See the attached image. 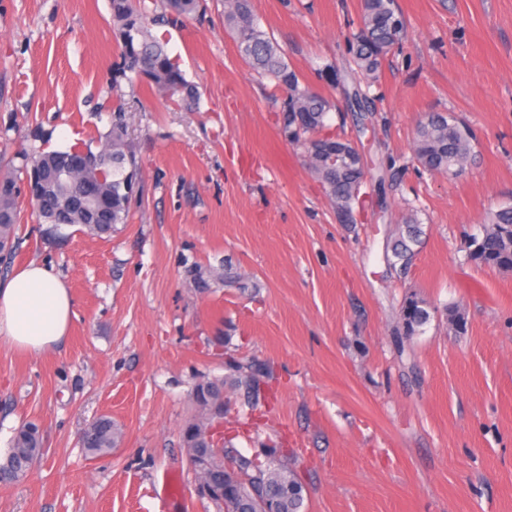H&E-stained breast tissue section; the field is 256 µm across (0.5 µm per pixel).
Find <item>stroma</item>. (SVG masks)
Wrapping results in <instances>:
<instances>
[{
  "instance_id": "obj_1",
  "label": "stroma",
  "mask_w": 512,
  "mask_h": 512,
  "mask_svg": "<svg viewBox=\"0 0 512 512\" xmlns=\"http://www.w3.org/2000/svg\"><path fill=\"white\" fill-rule=\"evenodd\" d=\"M407 29L382 63L365 132L319 73L348 67L362 0H254L261 28L300 80L336 105L332 126L369 168L345 223L278 123L271 83L239 56L224 0L158 29L200 100L175 108L119 80L111 0H0V155L98 141L123 106L140 162L129 223L98 238L49 231L21 200L14 266L46 263L75 316L29 354L0 337V452L37 423L45 454L0 485V512H213L194 494L181 428L192 390L233 360L271 370L244 424L224 391V433L245 454L275 442L304 484L306 512H512V271L469 262L488 213L512 204V0H397ZM454 113L474 131L461 172L413 158L421 121ZM423 229L407 277L387 272L386 235ZM435 314L392 335L408 294ZM459 305L456 333L445 309ZM111 416V455L79 436Z\"/></svg>"
}]
</instances>
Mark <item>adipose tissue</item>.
<instances>
[{"label": "adipose tissue", "mask_w": 512, "mask_h": 512, "mask_svg": "<svg viewBox=\"0 0 512 512\" xmlns=\"http://www.w3.org/2000/svg\"><path fill=\"white\" fill-rule=\"evenodd\" d=\"M73 316L70 291L51 268L31 262L0 278V335L16 349L40 353L59 344Z\"/></svg>", "instance_id": "1"}]
</instances>
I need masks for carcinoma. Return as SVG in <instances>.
<instances>
[{
  "instance_id": "obj_1",
  "label": "carcinoma",
  "mask_w": 512,
  "mask_h": 512,
  "mask_svg": "<svg viewBox=\"0 0 512 512\" xmlns=\"http://www.w3.org/2000/svg\"><path fill=\"white\" fill-rule=\"evenodd\" d=\"M169 13L148 16L145 0H111L112 24L121 41V63L117 74L143 81L170 104L186 112L195 110L197 87L188 81L166 43L153 36L150 26H176L189 19L200 0H167ZM224 26L233 35L243 60L259 75L272 82L271 96L280 100L282 130L307 151L310 169L322 184L325 195L342 215H353L360 199L359 181L369 174L350 141L324 133L332 108L330 101L301 83L285 60L278 43L264 30L253 12L252 0H224ZM406 26L396 0H363L358 31L350 40L356 73L365 87L379 81L382 61L399 49ZM354 98L364 126L369 111L368 92L355 87L345 91ZM128 122L122 109L115 110L112 127L97 143L75 145L68 150H37L21 157L20 166L0 171V264L8 266L16 244L19 219V185L29 179L33 213L41 224L58 230L63 225L79 226L91 236L112 234L118 224L128 223L138 177V164L128 150ZM474 137L470 128L454 116L433 114L420 124L414 143V159L433 173L460 171L468 159ZM322 147L341 155L336 168L313 152ZM61 156L82 158V166L66 182L52 178L50 166ZM87 185L88 198L78 205L67 202L73 186ZM422 234L414 217L387 242L383 259L389 270L406 274L417 254ZM468 259L479 267L512 271V205L498 207L488 215L482 237L468 244ZM431 320L428 304L411 294L405 297L394 327L397 339L418 336ZM229 379L241 407L254 410L260 399L259 377L265 371L251 363H235ZM223 378L197 384L192 393L196 414L182 428V442L195 480L208 490L207 502L215 512H301L304 488L288 462V455L275 447L244 455L226 441L212 447L211 429L216 417L212 408L224 403ZM122 437L121 427L107 415L85 427L81 442L88 452L105 456ZM44 455L43 436L38 424L27 421L15 431L0 458V484L11 485L26 478L31 467Z\"/></svg>"
}]
</instances>
